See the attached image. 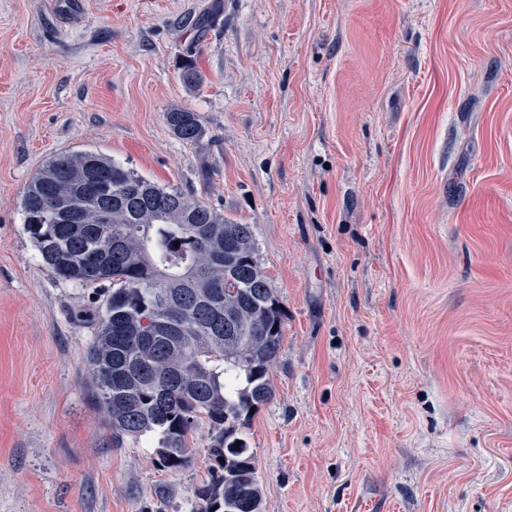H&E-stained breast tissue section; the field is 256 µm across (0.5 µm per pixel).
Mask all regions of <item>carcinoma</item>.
Masks as SVG:
<instances>
[{
    "mask_svg": "<svg viewBox=\"0 0 512 512\" xmlns=\"http://www.w3.org/2000/svg\"><path fill=\"white\" fill-rule=\"evenodd\" d=\"M164 119L186 143L206 134L196 112ZM22 209L54 275L81 288L112 283L86 351L112 446L156 436L161 465L177 468L204 425L213 465L195 490L199 512H264L238 426L272 397L284 322L253 225L87 150L50 158Z\"/></svg>",
    "mask_w": 512,
    "mask_h": 512,
    "instance_id": "carcinoma-1",
    "label": "carcinoma"
}]
</instances>
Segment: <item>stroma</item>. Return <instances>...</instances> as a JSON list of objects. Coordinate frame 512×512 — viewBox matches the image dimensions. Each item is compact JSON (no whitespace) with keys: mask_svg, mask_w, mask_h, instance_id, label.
I'll return each instance as SVG.
<instances>
[{"mask_svg":"<svg viewBox=\"0 0 512 512\" xmlns=\"http://www.w3.org/2000/svg\"><path fill=\"white\" fill-rule=\"evenodd\" d=\"M84 150L253 225L284 313L239 428L265 512H512V0H0V512H196L207 428L178 469L113 447L109 286L24 224ZM164 119L172 134L186 143H197L201 141L206 129L197 112L187 109H174L165 112Z\"/></svg>","mask_w":512,"mask_h":512,"instance_id":"1","label":"stroma"}]
</instances>
